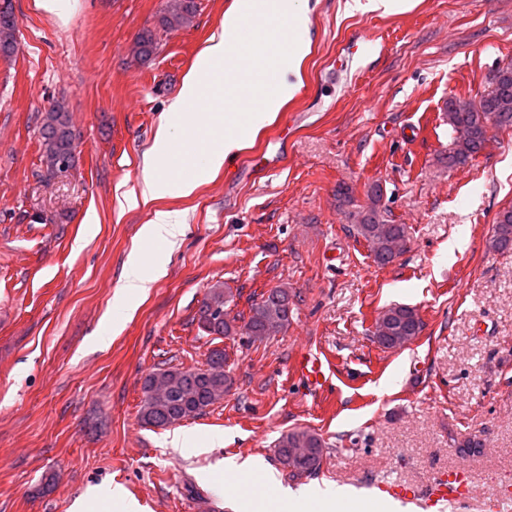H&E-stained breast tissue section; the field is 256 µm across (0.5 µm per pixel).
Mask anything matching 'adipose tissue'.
Here are the masks:
<instances>
[{
	"label": "adipose tissue",
	"mask_w": 512,
	"mask_h": 512,
	"mask_svg": "<svg viewBox=\"0 0 512 512\" xmlns=\"http://www.w3.org/2000/svg\"><path fill=\"white\" fill-rule=\"evenodd\" d=\"M159 272L160 267L151 256L138 249L132 250L127 258L121 290L114 301L115 308L131 310L134 301L157 280ZM224 468L242 475H260L264 489L269 492L268 499L287 504L289 512H304L305 507L313 503L319 505L322 512H368L370 507L367 500L343 486L325 489L304 487L298 490L285 487L273 470L264 468L250 458L241 462L225 460Z\"/></svg>",
	"instance_id": "1"
}]
</instances>
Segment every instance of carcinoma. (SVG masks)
<instances>
[{
  "label": "carcinoma",
  "mask_w": 512,
  "mask_h": 512,
  "mask_svg": "<svg viewBox=\"0 0 512 512\" xmlns=\"http://www.w3.org/2000/svg\"><path fill=\"white\" fill-rule=\"evenodd\" d=\"M195 11V0H170L160 24L167 30L186 26L192 22ZM15 28L9 0H0V56L9 57L15 52ZM157 46L155 34L147 30L137 36L133 53L146 61L155 54ZM489 85L490 90L486 94L477 101L468 102L466 107L456 104L452 97L445 102V116L455 137L448 149L440 153L439 160L450 169L463 168L476 159L490 141V129H512V62L498 67ZM42 147L50 169L55 168L57 157L74 152L75 134L67 113L53 110L46 114L42 125ZM381 200L380 190L371 187L368 205L349 212L348 217L355 237L363 239L377 265L385 266L406 250L408 229L389 218ZM491 247L495 250L512 248V207L499 212ZM229 303L223 288L211 289L199 310V322L205 333L218 339L240 335L261 340L270 335L271 326H287L293 313L291 294L282 287L271 288L261 294L260 300L250 304L247 315H230L226 310ZM377 321L389 330V334L378 342L384 349L401 348L424 329L419 314L405 305L386 308ZM225 361L224 350L215 348L207 360L211 366V372L207 374L175 367L149 374L144 382L145 397L141 406L144 423L166 427L168 421L177 416L187 420L206 413L232 388L233 381L224 370ZM297 448H304L306 452L298 455L295 453ZM323 451L321 436L307 429L282 435L275 448L279 461L294 475L317 472Z\"/></svg>",
  "instance_id": "1"
}]
</instances>
